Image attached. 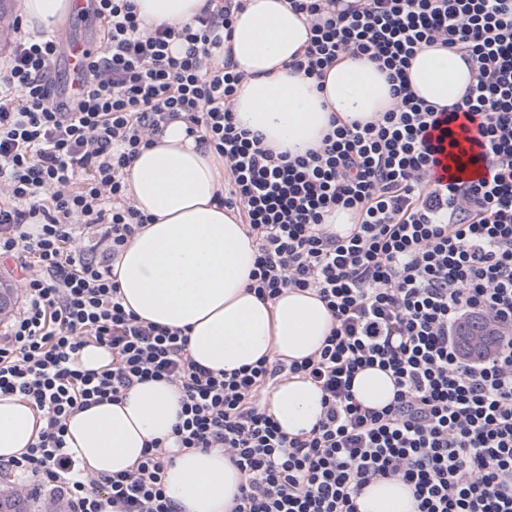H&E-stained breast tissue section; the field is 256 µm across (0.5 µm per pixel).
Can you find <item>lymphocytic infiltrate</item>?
<instances>
[{
  "mask_svg": "<svg viewBox=\"0 0 512 512\" xmlns=\"http://www.w3.org/2000/svg\"><path fill=\"white\" fill-rule=\"evenodd\" d=\"M103 44L82 95L55 105V32L15 19L0 65V259L20 273L22 299L0 328V393L44 415L38 440L6 467L69 512H177L164 474L174 451L217 449L244 480L232 512H360L371 483L401 478L415 512H512V0H288L310 38L289 61L323 77L344 55L385 73L396 99L371 121L330 116L320 143L289 156L235 120L245 80L224 55L243 0H208L193 23H146L134 0H89ZM460 54L472 80L458 102L417 97V50ZM476 151L441 174L459 119ZM225 164L221 204L256 247L247 289L261 301L313 292L334 325L322 348L286 362L263 357L232 372L198 365L187 330L139 319L122 304L114 264L152 223L128 171L173 121ZM477 164V180L463 179ZM354 218L331 230L337 210ZM97 245L78 247L85 230ZM484 314L510 330L481 361L464 360L454 328ZM110 367L78 365L86 345ZM391 373V403L357 402L355 375ZM296 375L322 392L312 429L290 436L266 397ZM163 381L182 396L168 437L131 469L101 478L66 447L79 409ZM98 492H90V484Z\"/></svg>",
  "mask_w": 512,
  "mask_h": 512,
  "instance_id": "f902f5d3",
  "label": "lymphocytic infiltrate"
}]
</instances>
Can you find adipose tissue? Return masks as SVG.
I'll list each match as a JSON object with an SVG mask.
<instances>
[{
	"label": "adipose tissue",
	"mask_w": 512,
	"mask_h": 512,
	"mask_svg": "<svg viewBox=\"0 0 512 512\" xmlns=\"http://www.w3.org/2000/svg\"><path fill=\"white\" fill-rule=\"evenodd\" d=\"M139 15L160 24L190 23L205 0H134ZM72 0H23L32 29H53L70 14ZM309 37L304 17L287 0H246L236 12L229 42L245 75L233 104L237 122L261 134L264 144L296 156L318 144L330 114L362 122L392 108L386 76L367 59L351 55L311 80L288 69ZM417 95L442 107L461 98L470 72L459 55L422 47L408 70ZM135 205L154 216L130 241L116 267L124 306L141 320L189 331L193 360L232 371L263 356L285 361L314 354L333 320L313 294L287 290L261 302L246 289L255 250L245 227L220 205L222 180L216 160L197 150L181 122H173L129 172ZM355 398L379 408L394 394L390 374L358 373ZM312 382L290 377L272 391L268 411L288 435L309 431L322 409ZM181 410L180 393L163 381L136 384L121 402H104L72 414L67 445L85 472L110 475L131 469L146 444L170 434ZM45 427L40 411L19 395H0V459L9 460L37 441ZM243 477L222 451L188 449L165 474V490L179 512H229ZM411 490L401 480L370 484L361 512H414Z\"/></svg>",
	"instance_id": "obj_1"
}]
</instances>
